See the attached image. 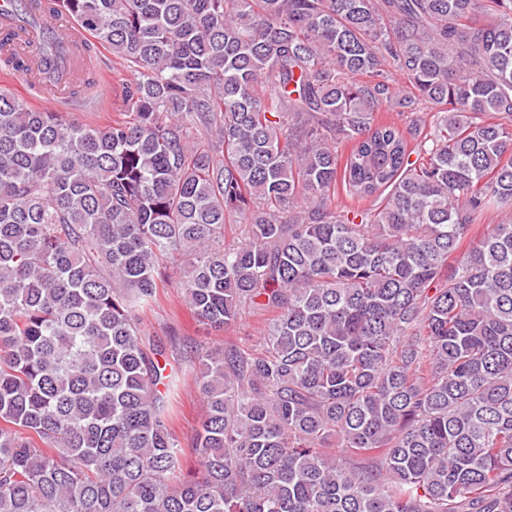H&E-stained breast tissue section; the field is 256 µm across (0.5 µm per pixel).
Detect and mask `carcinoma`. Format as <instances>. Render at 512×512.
Returning <instances> with one entry per match:
<instances>
[{"instance_id": "obj_1", "label": "carcinoma", "mask_w": 512, "mask_h": 512, "mask_svg": "<svg viewBox=\"0 0 512 512\" xmlns=\"http://www.w3.org/2000/svg\"><path fill=\"white\" fill-rule=\"evenodd\" d=\"M55 2L133 79L0 90V512H512V0ZM97 52V65H92L90 70L98 72L99 82L93 94L87 96L90 104L83 106L79 102L74 106L65 107L55 112H71L73 119L80 123L104 126L108 124L117 112H113L121 103L119 81L112 74V55L109 51L98 44L95 45ZM100 68V69H99ZM267 315L243 309L239 324L233 331L216 332L204 325L184 302L178 288H164L158 302L143 316L148 333L165 343L172 340L179 348L183 340H194L206 346L231 340L249 349L261 348ZM203 410V399L190 376L185 378L180 391V405L175 421V431L180 439L188 443L199 425Z\"/></svg>"}]
</instances>
